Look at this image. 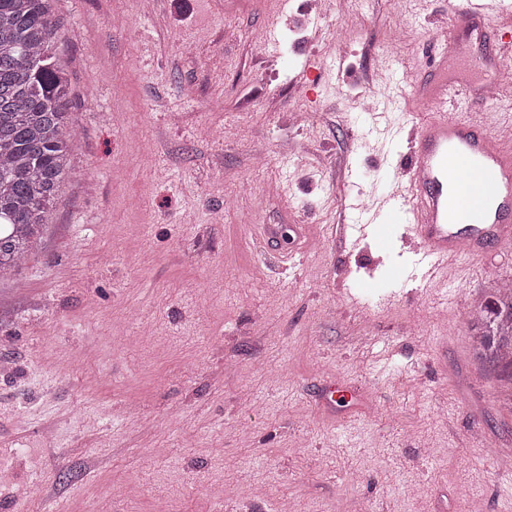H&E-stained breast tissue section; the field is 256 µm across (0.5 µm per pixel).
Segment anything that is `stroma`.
<instances>
[{
  "label": "stroma",
  "mask_w": 512,
  "mask_h": 512,
  "mask_svg": "<svg viewBox=\"0 0 512 512\" xmlns=\"http://www.w3.org/2000/svg\"><path fill=\"white\" fill-rule=\"evenodd\" d=\"M135 2L55 0L72 175L0 278V512H512L469 320L512 255L434 290L388 213L333 240L407 150L378 76L421 79L463 0ZM249 224L322 243L271 259Z\"/></svg>",
  "instance_id": "35a3bbf8"
}]
</instances>
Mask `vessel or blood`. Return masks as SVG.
<instances>
[{"label":"vessel or blood","instance_id":"1","mask_svg":"<svg viewBox=\"0 0 512 512\" xmlns=\"http://www.w3.org/2000/svg\"><path fill=\"white\" fill-rule=\"evenodd\" d=\"M491 11L502 18L493 33L486 26ZM434 40L438 50L424 76L392 88L418 110L406 121L412 146L396 161L383 195L407 217L430 288L457 280L461 258L512 249V143L500 138L487 113L458 109L490 98L492 76L502 70L497 47L512 43V0H466ZM290 232L295 252L304 253L311 240L306 224L260 225L257 244L271 252Z\"/></svg>","mask_w":512,"mask_h":512}]
</instances>
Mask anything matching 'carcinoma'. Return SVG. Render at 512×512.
Returning a JSON list of instances; mask_svg holds the SVG:
<instances>
[{"label": "carcinoma", "mask_w": 512, "mask_h": 512, "mask_svg": "<svg viewBox=\"0 0 512 512\" xmlns=\"http://www.w3.org/2000/svg\"><path fill=\"white\" fill-rule=\"evenodd\" d=\"M53 0H0V277L19 268L70 179L74 98ZM474 351L512 371V285L473 310Z\"/></svg>", "instance_id": "carcinoma-1"}]
</instances>
